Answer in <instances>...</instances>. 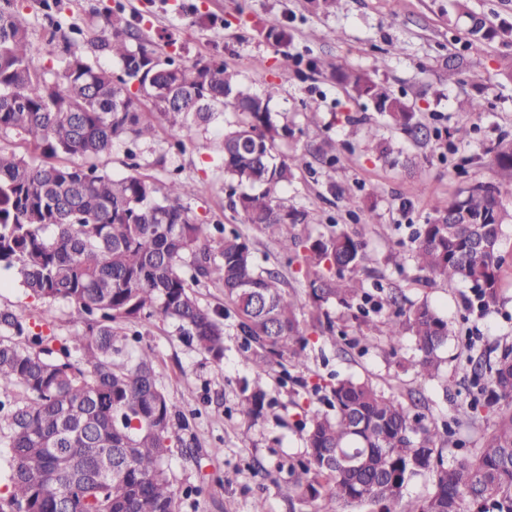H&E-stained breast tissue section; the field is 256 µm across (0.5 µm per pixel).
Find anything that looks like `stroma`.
<instances>
[{"instance_id":"1","label":"stroma","mask_w":512,"mask_h":512,"mask_svg":"<svg viewBox=\"0 0 512 512\" xmlns=\"http://www.w3.org/2000/svg\"><path fill=\"white\" fill-rule=\"evenodd\" d=\"M20 18L32 32L33 62L57 69L56 46L42 0H16ZM122 4L125 17L141 38L161 56L184 63L224 60L252 91L275 88L273 111L304 131L289 150L316 147L323 139L336 145V161L313 160L311 169L297 171L280 194L310 216L309 232L336 224L362 241L376 261L358 279L370 295L366 321L336 301L322 309L345 341L334 344L320 331H308L307 370L283 373L273 368L259 376L268 403L260 417L240 415L241 382L253 379L239 351L233 326L225 328L224 358L214 361L188 343L172 321L154 320L142 329V347L155 356L159 381L185 413L194 417L200 448L196 457L175 455L171 475L178 492L179 512H311L308 504L291 501L288 466L306 453L300 428L308 408L320 407L314 388L339 378L371 383L402 402L425 408L427 425H449L452 434L443 451L446 463L471 456L479 447L484 425L466 414L472 386L460 370L470 353L497 346L512 337V224L505 225L501 252L506 262L499 302L482 311L469 284L436 280L425 286L410 251L411 241L426 223L434 201L447 199L476 182L495 181L494 166L484 150L504 135L512 136V79L501 71L512 64V37L467 41L448 20V0H336L331 9L315 0H64L61 36L75 49L89 53L88 41L109 35L105 12ZM287 41H277L279 31ZM344 39H337V32ZM301 59L298 67L282 69V53ZM359 69L387 84L413 106L424 130L421 139L379 126L373 106L353 99L330 69L333 62ZM462 65L460 80L444 81L448 63ZM488 102L487 112L473 116V131L458 140L453 129L460 120L459 98ZM317 102L318 115L303 104ZM362 118L350 126L348 117ZM223 121L184 152L168 149L170 134L160 131L156 142L129 158L117 144L106 158L115 176L135 172L168 182L188 181L194 192L184 198L205 223H223L249 236L260 268L278 271L287 291L304 312H312L310 273L288 262L266 233L244 223L229 206L219 168ZM393 153L381 157V144ZM396 295L402 304L431 301L448 319L450 333L443 350L442 375L417 374L410 362L416 351L411 339L398 349L386 340L387 312L379 303ZM0 307L35 323L45 335L68 336L79 315L65 302L47 305L29 296L6 270H0Z\"/></svg>"}]
</instances>
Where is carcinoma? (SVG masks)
I'll return each mask as SVG.
<instances>
[{"label":"carcinoma","mask_w":512,"mask_h":512,"mask_svg":"<svg viewBox=\"0 0 512 512\" xmlns=\"http://www.w3.org/2000/svg\"><path fill=\"white\" fill-rule=\"evenodd\" d=\"M450 7L468 19L467 36L497 35L469 0ZM107 24L111 34L92 40L89 56L64 42L63 67L49 77L33 63L28 26L0 7V138L14 134L40 156L0 145V268L30 296L74 305L81 322L53 349V337L0 308V444L11 449L0 466V512H57L60 494L69 512H178L170 462L174 449L191 456L198 442L159 383L152 351L133 343L135 326L161 318L223 359L227 314L199 304L193 288L201 283L223 289L256 375L286 355L307 368L308 339L285 278L259 269L246 235L199 223L182 204L187 182L104 171L101 160L114 144L134 158V149L169 129L177 133L171 147L182 151L231 110L222 164L232 209L313 272L315 301L334 298L351 309L366 299L356 275L374 258L361 241L333 229L304 240L288 235V225L307 223V214L278 190L310 162L307 151L280 150L296 131L273 115L275 89L251 92L223 62L161 58L119 10ZM332 68L386 126L418 130L413 108L388 85L345 63ZM486 154L498 182L435 201L413 250L419 271L471 283L483 307L496 303L505 264L500 240L512 213L500 187L512 185V139ZM387 305L389 341L412 337L417 373L437 376L448 320L426 301L405 308L391 295ZM497 350L463 366L476 387L472 417L485 410L490 428L472 456L437 466L448 427L426 426L424 414L369 383L339 380L325 396L330 410H312L302 422L307 453L289 465L294 496L314 512L323 499L367 502L377 512H512V408L497 407L512 401L508 337ZM243 393L240 414L258 415L266 392L255 382ZM425 474L431 493L402 502L404 484Z\"/></svg>","instance_id":"obj_1"}]
</instances>
